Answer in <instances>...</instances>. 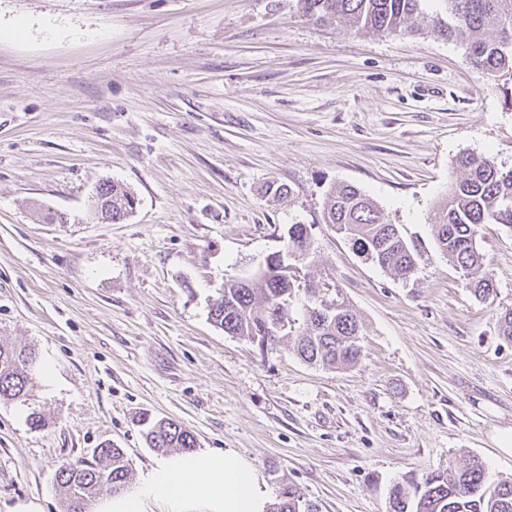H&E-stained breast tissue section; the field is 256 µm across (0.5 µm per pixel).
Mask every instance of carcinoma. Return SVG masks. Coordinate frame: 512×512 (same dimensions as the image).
Returning <instances> with one entry per match:
<instances>
[{"label":"carcinoma","instance_id":"cac0c4a2","mask_svg":"<svg viewBox=\"0 0 512 512\" xmlns=\"http://www.w3.org/2000/svg\"><path fill=\"white\" fill-rule=\"evenodd\" d=\"M428 0H298L306 18L319 24L347 22L359 31L378 34L414 32V20L424 13ZM446 17L432 22L430 33L459 39L473 66L483 74L512 77V0H440ZM461 177L452 183L448 196L433 218V230L441 253L462 271L478 297L494 292L485 271L486 257L479 238L485 224L512 229V170H501L485 156L458 158ZM101 195L112 201L110 219L116 224L133 212L136 199L125 187L104 182ZM324 223L347 238L366 259L402 278L416 268L415 257L398 227L387 222L374 201L358 187L335 186L327 194ZM307 226L292 224L284 253L306 255ZM290 259L272 265L244 282L228 279L213 300L214 325L232 336L250 340L267 335L273 321L293 322L292 306L297 291L291 287ZM330 319L319 318L315 304L305 297L303 322L296 328L294 351L305 362L324 367H349L361 352V325L345 297ZM36 353L33 349L0 344V401L29 400L36 386ZM147 445L156 452L190 453L197 448L195 435L171 419L150 421ZM130 479L123 449L102 442L93 449V461L76 468L61 467L56 483L64 491V512H82L79 505L103 487L113 493L127 490ZM390 512H512V478L497 481L488 476L485 464L472 457L464 462L448 460L445 468L421 477L407 476L389 491ZM267 512H318L317 505L301 498L293 486L281 483L277 498Z\"/></svg>","mask_w":512,"mask_h":512}]
</instances>
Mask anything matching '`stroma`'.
<instances>
[{"instance_id":"35a3bbf8","label":"stroma","mask_w":512,"mask_h":512,"mask_svg":"<svg viewBox=\"0 0 512 512\" xmlns=\"http://www.w3.org/2000/svg\"><path fill=\"white\" fill-rule=\"evenodd\" d=\"M308 20L297 0H0V340L34 348L32 406L0 402V512H63L55 474L111 442L140 486L163 460L137 418H170L230 449L269 496L319 512H388L407 474L495 451L512 426V230L482 229L494 293L474 297L431 218L467 154L512 169V79L464 45ZM136 197L119 224L101 183ZM289 195L268 194V184ZM352 184L416 255L406 279L323 222ZM310 228L303 280L329 281L362 326L348 368L259 348L209 307ZM38 409L49 421L31 429ZM274 502L268 505L267 512H318V506L303 500L293 486L282 482Z\"/></svg>"}]
</instances>
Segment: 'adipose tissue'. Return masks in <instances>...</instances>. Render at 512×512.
<instances>
[{"instance_id":"obj_1","label":"adipose tissue","mask_w":512,"mask_h":512,"mask_svg":"<svg viewBox=\"0 0 512 512\" xmlns=\"http://www.w3.org/2000/svg\"><path fill=\"white\" fill-rule=\"evenodd\" d=\"M149 498L167 512H265L267 506L258 471L231 450L166 459L139 488L105 501L100 512H144Z\"/></svg>"}]
</instances>
